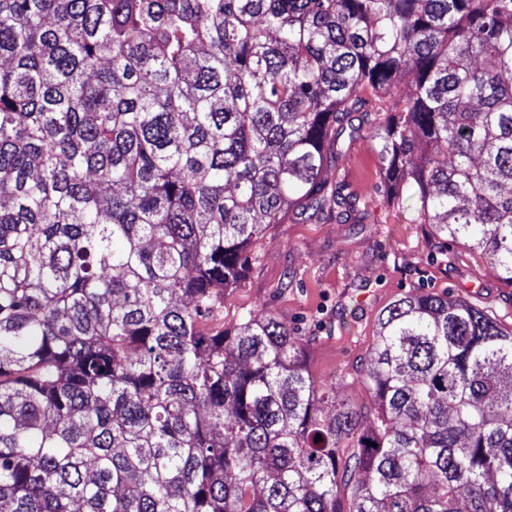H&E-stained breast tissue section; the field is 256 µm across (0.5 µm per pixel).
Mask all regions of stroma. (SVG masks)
<instances>
[{
    "mask_svg": "<svg viewBox=\"0 0 512 512\" xmlns=\"http://www.w3.org/2000/svg\"><path fill=\"white\" fill-rule=\"evenodd\" d=\"M324 177L345 182L364 202L365 222L291 214L269 225L251 246L243 277L225 289L214 325L232 328L254 310L271 314L302 349L309 376L335 384L365 411L373 403L363 373L379 318L398 299L427 290L471 302L512 328V285L500 279L494 257L435 238L430 225L391 201L372 142L352 143Z\"/></svg>",
    "mask_w": 512,
    "mask_h": 512,
    "instance_id": "obj_1",
    "label": "stroma"
}]
</instances>
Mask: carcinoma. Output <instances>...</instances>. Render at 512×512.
Wrapping results in <instances>:
<instances>
[{"label":"carcinoma","instance_id":"carcinoma-1","mask_svg":"<svg viewBox=\"0 0 512 512\" xmlns=\"http://www.w3.org/2000/svg\"><path fill=\"white\" fill-rule=\"evenodd\" d=\"M358 140L512 285V0H0V512H512L482 308L383 313L370 424L271 315L202 328L268 225L361 223Z\"/></svg>","mask_w":512,"mask_h":512}]
</instances>
